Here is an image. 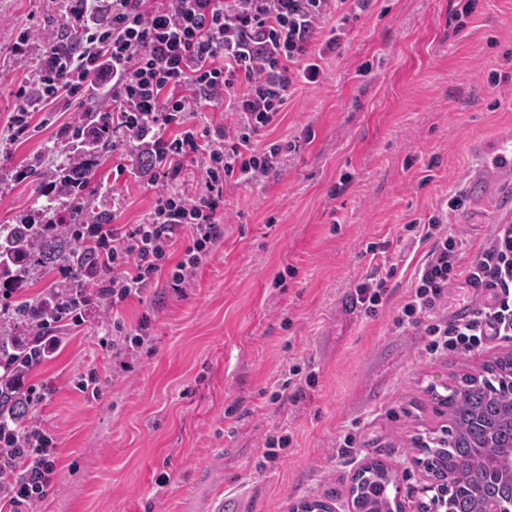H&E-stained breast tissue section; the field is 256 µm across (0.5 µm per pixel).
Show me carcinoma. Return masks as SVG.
<instances>
[{"label": "carcinoma", "mask_w": 512, "mask_h": 512, "mask_svg": "<svg viewBox=\"0 0 512 512\" xmlns=\"http://www.w3.org/2000/svg\"><path fill=\"white\" fill-rule=\"evenodd\" d=\"M81 38L72 34L45 46L62 63ZM112 145V114L86 112L71 134L64 163L52 172L55 194L67 198V216L36 223L21 218L0 224V287L28 283L55 269L70 271L69 280L54 281L33 298L9 299L0 305V356L10 364L0 374V427L23 432L31 406L12 392V373L28 364V341L14 335L32 331L38 322H55L78 311L86 290L102 281L104 258L89 236L84 215L86 187L98 159ZM452 427L448 438L427 449L432 473V501L446 512H484L486 495L512 502V358L483 365V374L464 375L443 398ZM351 512H392V477L379 460L362 467L351 488Z\"/></svg>", "instance_id": "1"}]
</instances>
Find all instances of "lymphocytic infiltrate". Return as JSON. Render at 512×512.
Wrapping results in <instances>:
<instances>
[{
	"label": "lymphocytic infiltrate",
	"instance_id": "obj_1",
	"mask_svg": "<svg viewBox=\"0 0 512 512\" xmlns=\"http://www.w3.org/2000/svg\"><path fill=\"white\" fill-rule=\"evenodd\" d=\"M370 0H76L70 24L84 49L60 71L41 66L31 94L98 92L112 100V126L154 163L142 176L160 182L143 222L95 229L106 263L103 287L91 291L80 312L113 314L112 336L101 344L112 363L128 369L148 339V323L126 328L116 315L141 297L158 276L174 291L190 286L220 248L224 185L249 184L278 172V145L257 147V136L279 118L298 85L322 83V62L342 44L344 24ZM328 37H321V30ZM224 105L232 120L203 139L195 118L202 104ZM432 248L419 268L397 319L419 329L429 353L471 351L490 338H512V224L496 225L478 260L460 266V242L440 218L421 225ZM487 281L493 303L465 322L438 317L458 280ZM56 437L38 415L22 435L0 430V506L32 512L53 492L58 473Z\"/></svg>",
	"mask_w": 512,
	"mask_h": 512
}]
</instances>
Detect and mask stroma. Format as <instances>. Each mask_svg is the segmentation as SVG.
<instances>
[{
  "mask_svg": "<svg viewBox=\"0 0 512 512\" xmlns=\"http://www.w3.org/2000/svg\"><path fill=\"white\" fill-rule=\"evenodd\" d=\"M464 2L371 0L347 23L344 44L322 62L324 82L298 88L258 138L285 145L279 172L226 183L224 242L192 287L177 294L161 277L124 306L126 326L151 317L130 371L113 370L99 344L110 319L58 328L62 344L27 378L55 389L40 409L58 437L60 471L46 512H209L219 487L246 491L248 512L312 500L349 512L352 477L375 459L391 470L405 512H418L430 483L421 447L449 426L437 395L512 354V341L494 339L430 355L419 330L396 325L430 248L412 225L442 217L465 268L495 227L486 205L450 212L446 201L473 163L467 143L512 129V0H475L465 18ZM68 5L0 0V224L40 218L62 131L107 105L62 97L33 113L26 140L8 138L18 85L37 77L48 39L67 33ZM135 166L131 142L114 135L90 182V212L142 222L158 188ZM375 271L389 276L383 305L345 318L341 298ZM292 365L315 373V386L271 403ZM92 369L97 398L76 385ZM369 393L377 402L357 409ZM279 429L292 442L272 467L263 442Z\"/></svg>",
  "mask_w": 512,
  "mask_h": 512,
  "instance_id": "1",
  "label": "stroma"
}]
</instances>
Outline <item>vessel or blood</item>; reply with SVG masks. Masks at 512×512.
I'll list each match as a JSON object with an SVG mask.
<instances>
[{
	"label": "vessel or blood",
	"instance_id": "b4317fda",
	"mask_svg": "<svg viewBox=\"0 0 512 512\" xmlns=\"http://www.w3.org/2000/svg\"><path fill=\"white\" fill-rule=\"evenodd\" d=\"M477 166L466 177L465 192L474 199H488L497 203L500 211H507V203L502 202L503 192H512V132L500 134L492 145L477 148ZM467 300L459 302L451 311L454 320L464 321L471 317L473 308L470 296H478L485 302H492L494 291L485 282L477 281L470 285Z\"/></svg>",
	"mask_w": 512,
	"mask_h": 512
}]
</instances>
